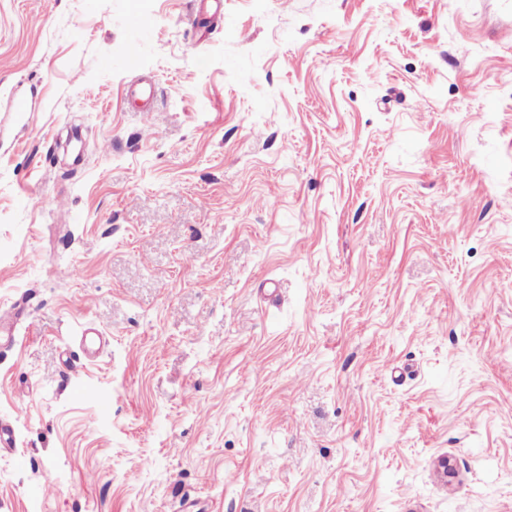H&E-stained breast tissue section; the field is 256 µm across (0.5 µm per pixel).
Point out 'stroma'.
Masks as SVG:
<instances>
[{
	"label": "stroma",
	"instance_id": "35a3bbf8",
	"mask_svg": "<svg viewBox=\"0 0 512 512\" xmlns=\"http://www.w3.org/2000/svg\"><path fill=\"white\" fill-rule=\"evenodd\" d=\"M139 4L0 0V512H512V0Z\"/></svg>",
	"mask_w": 512,
	"mask_h": 512
}]
</instances>
